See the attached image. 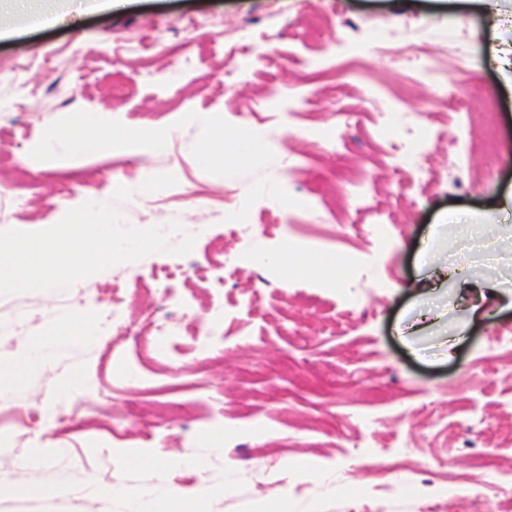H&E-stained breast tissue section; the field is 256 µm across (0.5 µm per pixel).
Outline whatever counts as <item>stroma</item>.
<instances>
[{
	"instance_id": "1",
	"label": "stroma",
	"mask_w": 512,
	"mask_h": 512,
	"mask_svg": "<svg viewBox=\"0 0 512 512\" xmlns=\"http://www.w3.org/2000/svg\"><path fill=\"white\" fill-rule=\"evenodd\" d=\"M511 38L478 0H127L45 27L0 0V182L31 179L0 231L124 187V224L196 237L55 295L0 296V512H126L110 489L163 486L209 488L198 512H481L453 484L481 481L486 453L512 478V309L476 287L512 290V74L482 63ZM85 115L102 143L44 151ZM121 130L173 136L130 153L104 141ZM249 133L271 152L225 170L219 138ZM339 171L345 189L315 197ZM284 247L351 265L327 286L257 263ZM175 266L191 307L164 345L176 374L132 341L154 333ZM115 307L126 333L30 359ZM64 405L83 408L65 430L46 413Z\"/></svg>"
}]
</instances>
